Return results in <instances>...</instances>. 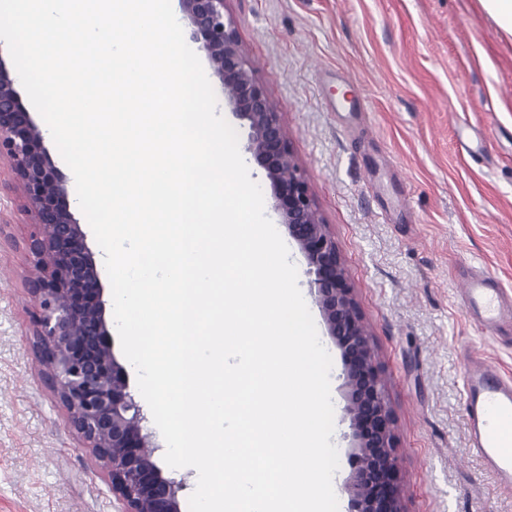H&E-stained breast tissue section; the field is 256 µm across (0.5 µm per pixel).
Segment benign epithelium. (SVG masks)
<instances>
[{"label":"benign epithelium","instance_id":"benign-epithelium-1","mask_svg":"<svg viewBox=\"0 0 512 512\" xmlns=\"http://www.w3.org/2000/svg\"><path fill=\"white\" fill-rule=\"evenodd\" d=\"M224 100L248 127L245 151L269 182L275 209L306 261L310 293L343 362L351 474L349 512H406L396 479V436L386 387L366 324L281 113L238 39L226 0H179ZM0 159L32 218L24 281L33 297L35 354L70 428L106 472L122 512H180L183 483L163 475L146 416L116 360L101 272L68 202L64 175L0 58Z\"/></svg>","mask_w":512,"mask_h":512}]
</instances>
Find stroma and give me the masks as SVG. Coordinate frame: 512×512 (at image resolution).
<instances>
[{
    "label": "stroma",
    "instance_id": "obj_1",
    "mask_svg": "<svg viewBox=\"0 0 512 512\" xmlns=\"http://www.w3.org/2000/svg\"><path fill=\"white\" fill-rule=\"evenodd\" d=\"M238 38L281 112L330 224L395 418L407 512H512L467 448L465 353L512 378V339L470 322L458 270L512 293V37L479 0H227ZM484 146L473 164L466 141ZM0 163V512H121L45 385L33 349L23 199ZM331 396L342 486L351 472L340 353Z\"/></svg>",
    "mask_w": 512,
    "mask_h": 512
}]
</instances>
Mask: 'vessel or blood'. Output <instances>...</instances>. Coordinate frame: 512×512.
I'll use <instances>...</instances> for the list:
<instances>
[{"label": "vessel or blood", "mask_w": 512, "mask_h": 512, "mask_svg": "<svg viewBox=\"0 0 512 512\" xmlns=\"http://www.w3.org/2000/svg\"><path fill=\"white\" fill-rule=\"evenodd\" d=\"M460 306L481 330H512V297L493 274L462 277ZM468 446L504 488H512V379L478 351H470L464 377Z\"/></svg>", "instance_id": "obj_1"}]
</instances>
